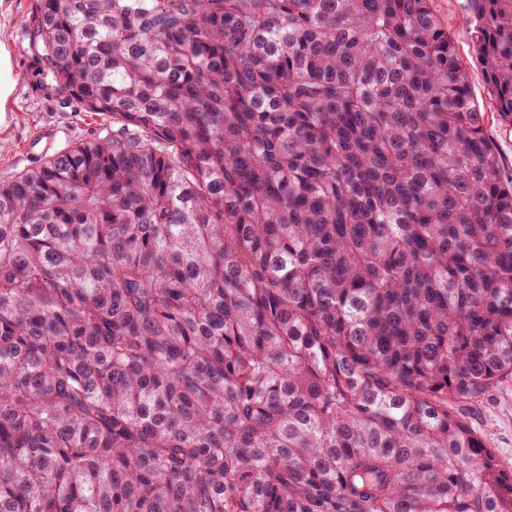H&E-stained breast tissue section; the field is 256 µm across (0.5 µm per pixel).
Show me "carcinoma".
I'll use <instances>...</instances> for the list:
<instances>
[{"label":"carcinoma","instance_id":"cac0c4a2","mask_svg":"<svg viewBox=\"0 0 512 512\" xmlns=\"http://www.w3.org/2000/svg\"><path fill=\"white\" fill-rule=\"evenodd\" d=\"M512 123V0H464ZM112 120L0 181V512H512V176L433 0H32ZM474 425L481 431L501 461L512 469V379L504 381L479 409Z\"/></svg>","mask_w":512,"mask_h":512}]
</instances>
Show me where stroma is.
<instances>
[{"instance_id":"35a3bbf8","label":"stroma","mask_w":512,"mask_h":512,"mask_svg":"<svg viewBox=\"0 0 512 512\" xmlns=\"http://www.w3.org/2000/svg\"><path fill=\"white\" fill-rule=\"evenodd\" d=\"M462 0H433V8L454 39L460 59L470 75V94L485 114L486 129L492 135L506 172H512V124L495 111L479 65L471 55L469 26L461 8ZM31 0H0V16L5 17L17 48L12 78L15 92L8 106L13 116L9 129L0 131V179L41 164L45 156L35 147L43 132L56 134L54 150L60 151L92 139L108 125L105 116L82 112L37 91L29 80L32 57L27 51L24 19ZM489 445L496 448L505 467L512 469V379L504 381L474 418Z\"/></svg>"}]
</instances>
